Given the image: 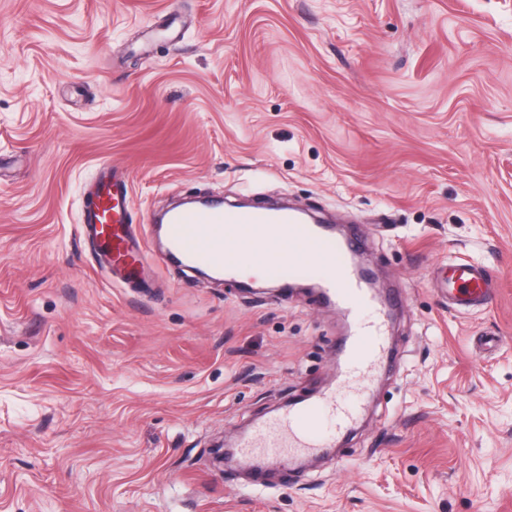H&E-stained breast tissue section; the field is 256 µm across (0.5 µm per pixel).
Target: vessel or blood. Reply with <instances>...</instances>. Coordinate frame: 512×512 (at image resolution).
Listing matches in <instances>:
<instances>
[{"instance_id":"b4317fda","label":"vessel or blood","mask_w":512,"mask_h":512,"mask_svg":"<svg viewBox=\"0 0 512 512\" xmlns=\"http://www.w3.org/2000/svg\"><path fill=\"white\" fill-rule=\"evenodd\" d=\"M129 203L126 175L112 162H102L84 190L78 226L80 236L94 246L100 265L124 286L143 283L150 259L149 237L128 221ZM255 228L275 231L281 238L282 255L266 258L262 266L267 280L284 287L298 279L319 278L325 296L343 309L374 311L362 334L344 346V377L375 372L388 349L384 314L350 268L348 240L336 237L325 225L300 223L288 209L220 205L169 211L162 231L170 253L187 265L228 274L238 269L231 246ZM446 284L449 303L459 308L478 307L489 300L485 274L473 264L449 265ZM355 415L338 388L313 400L301 399L254 422L235 444L237 459L249 468L253 483H263L267 473L263 457L287 460L315 454L329 447L337 431L348 428Z\"/></svg>"}]
</instances>
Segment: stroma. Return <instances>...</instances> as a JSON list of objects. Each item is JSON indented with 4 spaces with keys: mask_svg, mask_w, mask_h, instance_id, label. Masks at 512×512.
I'll list each match as a JSON object with an SVG mask.
<instances>
[{
    "mask_svg": "<svg viewBox=\"0 0 512 512\" xmlns=\"http://www.w3.org/2000/svg\"><path fill=\"white\" fill-rule=\"evenodd\" d=\"M105 160L146 232L208 194L362 239L403 303L331 451L255 487L217 446L334 386L371 312L157 236L113 286L77 230ZM456 261L490 304L449 307ZM0 512H512V0H0Z\"/></svg>",
    "mask_w": 512,
    "mask_h": 512,
    "instance_id": "obj_1",
    "label": "stroma"
}]
</instances>
